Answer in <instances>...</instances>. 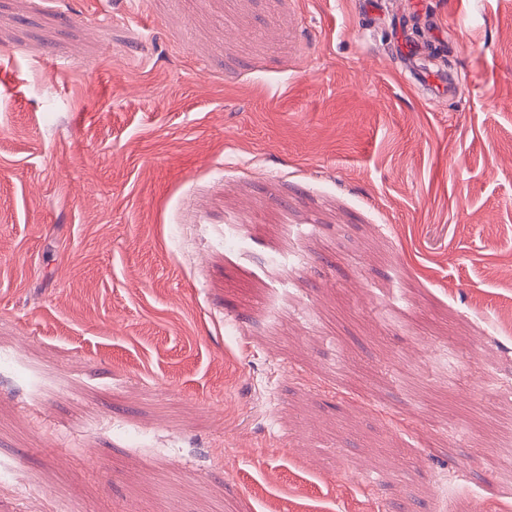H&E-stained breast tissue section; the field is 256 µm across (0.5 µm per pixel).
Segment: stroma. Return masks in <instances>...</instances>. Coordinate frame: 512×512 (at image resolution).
<instances>
[{
	"label": "stroma",
	"mask_w": 512,
	"mask_h": 512,
	"mask_svg": "<svg viewBox=\"0 0 512 512\" xmlns=\"http://www.w3.org/2000/svg\"><path fill=\"white\" fill-rule=\"evenodd\" d=\"M363 2L0 0V512H512V0ZM490 424L493 425L497 434V441L491 444L477 443L478 445L489 448L485 455L486 461L498 462V453L494 448L512 447V403L507 407L500 409L489 416Z\"/></svg>",
	"instance_id": "obj_1"
}]
</instances>
